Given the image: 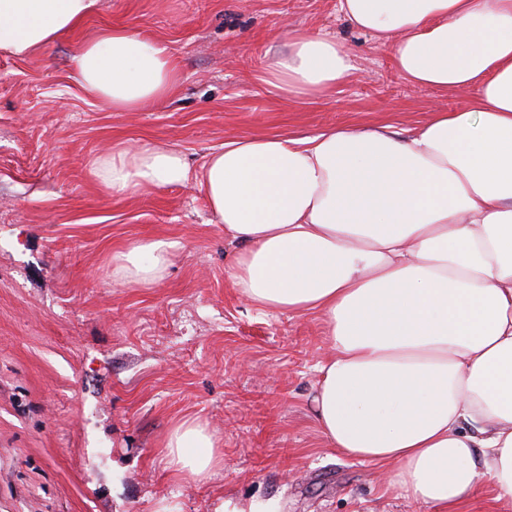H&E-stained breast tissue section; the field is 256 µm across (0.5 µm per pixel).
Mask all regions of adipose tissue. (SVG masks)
I'll list each match as a JSON object with an SVG mask.
<instances>
[{"label": "adipose tissue", "instance_id": "1", "mask_svg": "<svg viewBox=\"0 0 512 512\" xmlns=\"http://www.w3.org/2000/svg\"><path fill=\"white\" fill-rule=\"evenodd\" d=\"M101 0H0V53L24 57L74 32ZM385 46L412 87L467 90L415 130L331 126L307 140L239 138L191 171L174 149L98 155L108 193L194 182L240 248L230 278L257 308L320 314L334 350L312 396L329 447L390 466L402 496L436 512L487 479L512 502V0H337ZM262 80L284 97L330 93L355 69L334 37L287 29ZM84 93L116 112L173 94L179 72L159 42L100 30L76 57ZM176 244L113 254L127 283L160 281ZM165 446L180 475L224 464L206 425L184 419Z\"/></svg>", "mask_w": 512, "mask_h": 512}]
</instances>
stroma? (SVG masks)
Here are the masks:
<instances>
[{
    "instance_id": "35a3bbf8",
    "label": "stroma",
    "mask_w": 512,
    "mask_h": 512,
    "mask_svg": "<svg viewBox=\"0 0 512 512\" xmlns=\"http://www.w3.org/2000/svg\"><path fill=\"white\" fill-rule=\"evenodd\" d=\"M102 3L34 56L0 54V512H214L228 496H277L286 512H435L389 485L385 466L326 446L310 407L330 353L324 320L241 297L235 247L198 187L114 196L89 163L159 144L195 170L245 136L413 129L466 93L412 88L336 0ZM110 26L168 48L172 97L115 112L83 93L75 58ZM288 26L345 42L356 72L327 96L281 97L259 76ZM157 237L181 243L162 281L113 276V253ZM185 418L221 441L212 480L168 463L166 436Z\"/></svg>"
}]
</instances>
